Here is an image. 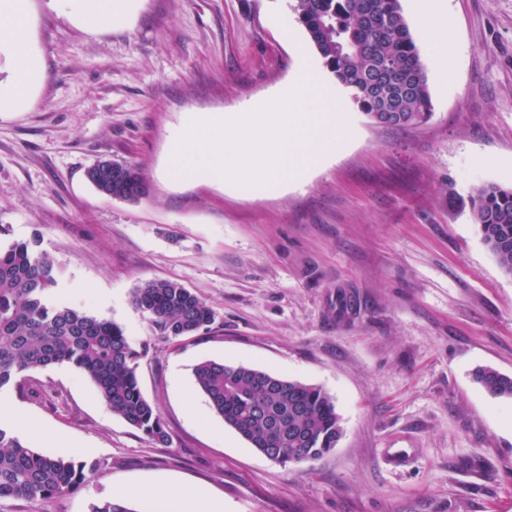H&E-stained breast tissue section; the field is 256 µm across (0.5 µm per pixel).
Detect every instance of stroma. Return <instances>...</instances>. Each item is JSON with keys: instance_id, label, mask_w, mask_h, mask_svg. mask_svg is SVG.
Returning <instances> with one entry per match:
<instances>
[{"instance_id": "35a3bbf8", "label": "stroma", "mask_w": 512, "mask_h": 512, "mask_svg": "<svg viewBox=\"0 0 512 512\" xmlns=\"http://www.w3.org/2000/svg\"><path fill=\"white\" fill-rule=\"evenodd\" d=\"M42 69L32 103L0 112V242L39 240L56 300L118 323L169 434L154 443L112 414L80 369L32 372L1 391L0 415L28 446L97 464L67 497L0 512H91L125 486L176 483L224 512H512V399L481 367L512 375V276L482 243L473 188H512V0H444L455 80L428 71L432 118L368 121L316 50L321 96L342 127L314 168L280 188L179 182L172 135L192 112L267 102L307 42L294 0H137L90 30L30 0ZM137 165L128 202L86 177ZM174 280L211 307L208 330L157 337L134 288ZM248 365L321 386L343 434L307 463H277L209 407L192 370ZM475 379L491 396L512 399V376L485 367L477 370Z\"/></svg>"}]
</instances>
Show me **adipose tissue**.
Listing matches in <instances>:
<instances>
[{"label":"adipose tissue","mask_w":512,"mask_h":512,"mask_svg":"<svg viewBox=\"0 0 512 512\" xmlns=\"http://www.w3.org/2000/svg\"><path fill=\"white\" fill-rule=\"evenodd\" d=\"M56 7L90 29L109 27L120 17L124 0H54ZM427 6L418 16V23L433 41L436 52L434 66L443 83L455 78L448 64L452 45L448 38V15L442 0H426ZM8 52L16 67L11 78L0 82V112L24 111L38 81L40 63L31 50L29 0H0V52Z\"/></svg>","instance_id":"ef3b65f1"}]
</instances>
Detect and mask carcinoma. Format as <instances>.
<instances>
[{
	"label": "carcinoma",
	"mask_w": 512,
	"mask_h": 512,
	"mask_svg": "<svg viewBox=\"0 0 512 512\" xmlns=\"http://www.w3.org/2000/svg\"><path fill=\"white\" fill-rule=\"evenodd\" d=\"M294 10L323 66L373 124L416 127L431 118L425 66L400 0H295ZM87 178L109 197L138 201L146 194L139 168L130 163L114 162L111 172L93 171ZM460 203L500 268L512 276V188L487 183ZM57 287L55 262L39 241L0 245V390L22 388L31 372L71 364L88 376L112 414L168 444L159 411L139 386L140 353L123 328L58 303ZM131 302L167 341L215 322L197 294L172 280L144 283L133 290ZM193 376L213 412L270 460H316L342 435L335 401L318 386L214 360L198 363ZM475 379L491 396L512 399V376L485 367ZM96 471L97 465L78 457L39 452L0 426V499L39 506L70 494Z\"/></svg>",
	"instance_id": "cac0c4a2"
}]
</instances>
